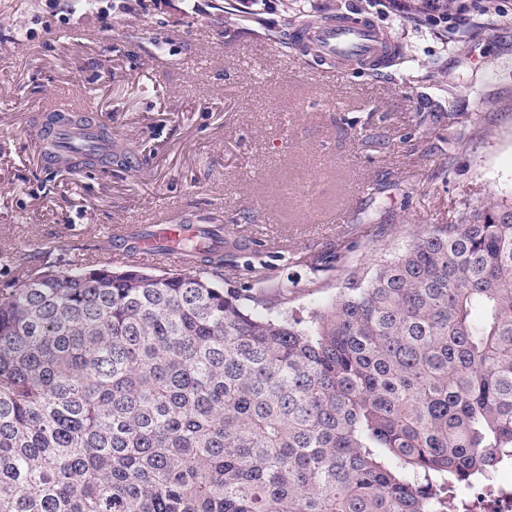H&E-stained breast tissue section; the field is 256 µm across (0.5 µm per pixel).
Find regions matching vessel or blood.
<instances>
[{
    "instance_id": "vessel-or-blood-1",
    "label": "vessel or blood",
    "mask_w": 512,
    "mask_h": 512,
    "mask_svg": "<svg viewBox=\"0 0 512 512\" xmlns=\"http://www.w3.org/2000/svg\"><path fill=\"white\" fill-rule=\"evenodd\" d=\"M294 48L307 51L329 61L362 63L374 66L391 53L392 45L375 25L354 18H339L331 23L302 26L291 33ZM180 225L160 224L154 233H135L118 229L113 233L123 245L124 258L131 261L154 260L158 256L156 242L159 237H175Z\"/></svg>"
}]
</instances>
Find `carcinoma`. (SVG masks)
<instances>
[{"instance_id":"1","label":"carcinoma","mask_w":512,"mask_h":512,"mask_svg":"<svg viewBox=\"0 0 512 512\" xmlns=\"http://www.w3.org/2000/svg\"><path fill=\"white\" fill-rule=\"evenodd\" d=\"M112 132L93 110L42 124ZM109 167L95 145L70 156ZM196 225L182 270L71 264L0 288V512H448L512 459V205L426 224L287 314Z\"/></svg>"}]
</instances>
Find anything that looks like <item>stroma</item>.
I'll return each mask as SVG.
<instances>
[{
	"label": "stroma",
	"mask_w": 512,
	"mask_h": 512,
	"mask_svg": "<svg viewBox=\"0 0 512 512\" xmlns=\"http://www.w3.org/2000/svg\"><path fill=\"white\" fill-rule=\"evenodd\" d=\"M420 4L0 0V284L19 255L123 266L106 252L114 229L160 215L233 227L304 315L335 298L336 273L312 277L300 256L345 236L350 264L369 266L376 225L395 250L488 193L511 204L512 0H456L441 24ZM295 14L369 21L408 59L336 66L284 50L274 38ZM60 99L111 128L110 169L40 164L36 120ZM447 110L461 125L424 118Z\"/></svg>",
	"instance_id": "1"
}]
</instances>
